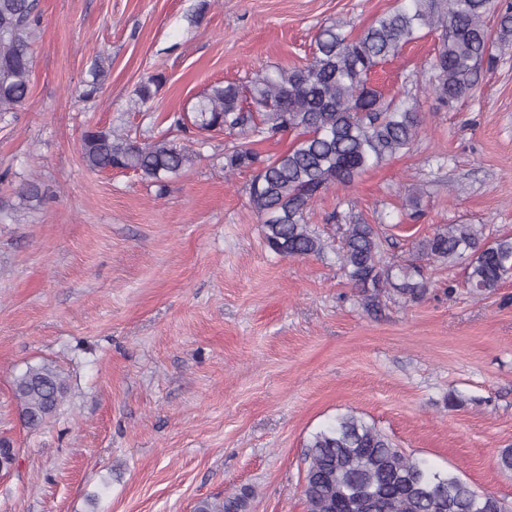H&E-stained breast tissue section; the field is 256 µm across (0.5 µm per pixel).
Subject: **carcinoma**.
Here are the masks:
<instances>
[{
    "label": "carcinoma",
    "instance_id": "1",
    "mask_svg": "<svg viewBox=\"0 0 512 512\" xmlns=\"http://www.w3.org/2000/svg\"><path fill=\"white\" fill-rule=\"evenodd\" d=\"M35 0H0V114L22 107L31 91L33 43L40 17ZM491 0H402L355 37L344 23L322 26L303 66L271 65L246 83H217L193 116H170L166 136L141 142L117 129L84 133L82 159L94 171L131 170L166 186L191 163V149L170 137L193 128L243 141L224 147V171H253L249 205L259 218L268 248L281 257L305 258L324 250L310 229L312 203L334 187H347L370 167L409 151L423 121L417 106L387 99L371 82L376 68L399 57L426 29L439 32L431 62V94L446 108L464 100L492 59L495 42L512 39V3L498 13V29L486 24ZM104 67L97 64L80 96L100 92ZM293 135L288 149L264 158L256 142ZM18 196L40 202L39 183L20 185ZM412 260L389 262L380 232L360 218L349 221L338 252L341 268L365 305L388 289L415 301L428 290L422 262L464 263L470 292L483 296L512 277V235L492 239L472 224H446L421 239ZM19 416L30 430L57 410L65 384L49 362L29 365L14 380ZM302 496L306 512H507L503 502L481 493L451 471L405 455L375 423L355 411L340 413L305 444ZM16 460L12 443L0 439V470ZM254 491L244 488L222 500L202 499L195 512H246Z\"/></svg>",
    "mask_w": 512,
    "mask_h": 512
}]
</instances>
